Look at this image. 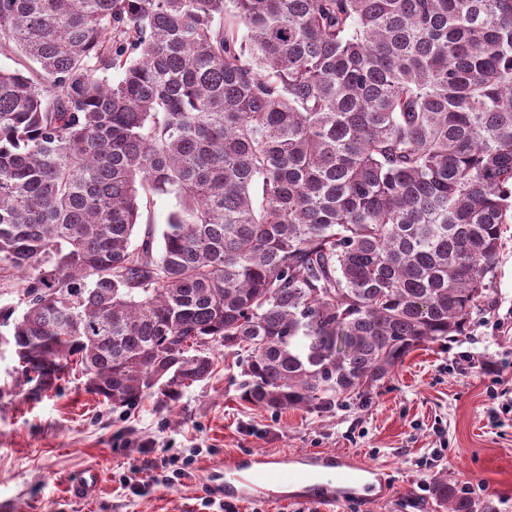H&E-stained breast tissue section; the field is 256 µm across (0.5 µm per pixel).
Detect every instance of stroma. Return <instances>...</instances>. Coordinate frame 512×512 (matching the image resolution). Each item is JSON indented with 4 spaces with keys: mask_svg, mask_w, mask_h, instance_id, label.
Wrapping results in <instances>:
<instances>
[{
    "mask_svg": "<svg viewBox=\"0 0 512 512\" xmlns=\"http://www.w3.org/2000/svg\"><path fill=\"white\" fill-rule=\"evenodd\" d=\"M466 354L494 370L468 368ZM213 355V374L175 401L154 395L128 410L90 392L77 368L45 391L16 388L19 364L0 351V512H218L209 479L225 456L301 452L360 455L381 469L388 491L333 504L314 486L296 498L290 483L291 499H236V512H413L414 499L424 512H445L431 491L439 475L512 512V413L493 397L512 389V229L464 334L414 350L369 399L326 415L274 414L241 399L232 350ZM175 457L191 461L176 479ZM92 466L101 473L96 498H70L68 481ZM130 474L138 492L122 483Z\"/></svg>",
    "mask_w": 512,
    "mask_h": 512,
    "instance_id": "stroma-1",
    "label": "stroma"
}]
</instances>
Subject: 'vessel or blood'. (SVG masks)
<instances>
[{
  "instance_id": "b4317fda",
  "label": "vessel or blood",
  "mask_w": 512,
  "mask_h": 512,
  "mask_svg": "<svg viewBox=\"0 0 512 512\" xmlns=\"http://www.w3.org/2000/svg\"><path fill=\"white\" fill-rule=\"evenodd\" d=\"M333 474L335 481L323 484L322 500L344 501L358 493L369 476L377 475L375 466L352 454L329 455L306 453L294 458L271 459L263 455H233L224 460V470L214 484L216 494L246 500H283L284 477L299 481L316 474ZM100 484V472L90 467L73 480L68 491L72 498L84 501L95 497Z\"/></svg>"
}]
</instances>
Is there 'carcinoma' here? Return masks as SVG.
<instances>
[{"label": "carcinoma", "mask_w": 512, "mask_h": 512, "mask_svg": "<svg viewBox=\"0 0 512 512\" xmlns=\"http://www.w3.org/2000/svg\"><path fill=\"white\" fill-rule=\"evenodd\" d=\"M1 55L18 388L75 363L114 408L173 400L219 344L244 401L323 414L486 297L512 224V0H0ZM167 194L161 238L132 244ZM176 206V199L173 195H161L154 196L153 203L150 205L149 212L144 211L143 224L139 225L136 228L133 244L137 245L141 242V239L144 235L145 230V222H149L150 224H154V228L156 230V238H160V231L166 224L167 216L171 210H173Z\"/></svg>", "instance_id": "cac0c4a2"}]
</instances>
